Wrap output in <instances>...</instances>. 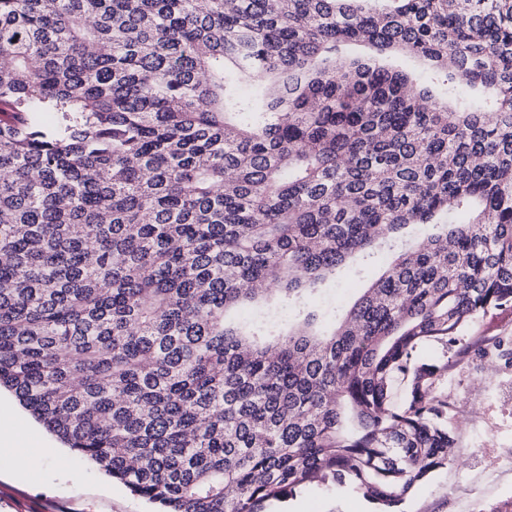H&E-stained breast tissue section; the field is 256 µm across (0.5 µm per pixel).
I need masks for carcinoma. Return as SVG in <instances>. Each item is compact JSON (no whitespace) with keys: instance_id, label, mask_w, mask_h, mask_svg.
<instances>
[{"instance_id":"carcinoma-1","label":"carcinoma","mask_w":512,"mask_h":512,"mask_svg":"<svg viewBox=\"0 0 512 512\" xmlns=\"http://www.w3.org/2000/svg\"><path fill=\"white\" fill-rule=\"evenodd\" d=\"M503 308L512 0H0V387L158 512H394L453 447L417 348ZM361 262V256H354L336 276V281L328 280L321 285L323 296L328 303L341 308L349 307L384 270L383 258ZM285 502L294 512H363L365 505L372 503L349 483L338 486L320 482L310 484Z\"/></svg>"}]
</instances>
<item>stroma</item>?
<instances>
[{
	"mask_svg": "<svg viewBox=\"0 0 512 512\" xmlns=\"http://www.w3.org/2000/svg\"><path fill=\"white\" fill-rule=\"evenodd\" d=\"M380 259L353 257L322 288L326 301L347 307L382 274ZM512 336V309L494 310L464 326L450 344L427 342L422 359L444 365L434 393L448 401L454 451L448 466L416 485L400 512H512V358L492 350ZM29 432L0 446V512H152L151 505L75 456L7 389H0V432ZM353 485L315 482L266 512H363Z\"/></svg>",
	"mask_w": 512,
	"mask_h": 512,
	"instance_id": "stroma-1",
	"label": "stroma"
}]
</instances>
